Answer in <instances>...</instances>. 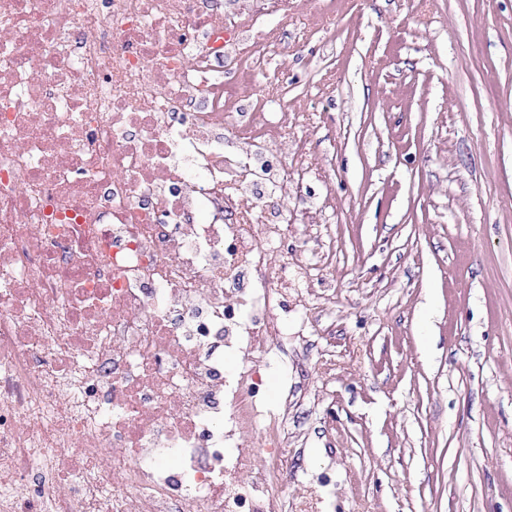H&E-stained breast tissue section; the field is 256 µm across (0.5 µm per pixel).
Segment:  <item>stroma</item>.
Here are the masks:
<instances>
[{"label":"stroma","instance_id":"obj_1","mask_svg":"<svg viewBox=\"0 0 512 512\" xmlns=\"http://www.w3.org/2000/svg\"><path fill=\"white\" fill-rule=\"evenodd\" d=\"M295 165L324 192L322 320L289 347L300 512H512V0H288Z\"/></svg>","mask_w":512,"mask_h":512}]
</instances>
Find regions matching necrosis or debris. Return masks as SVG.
<instances>
[{
    "instance_id": "necrosis-or-debris-1",
    "label": "necrosis or debris",
    "mask_w": 512,
    "mask_h": 512,
    "mask_svg": "<svg viewBox=\"0 0 512 512\" xmlns=\"http://www.w3.org/2000/svg\"><path fill=\"white\" fill-rule=\"evenodd\" d=\"M272 2L0 0V512H294Z\"/></svg>"
}]
</instances>
